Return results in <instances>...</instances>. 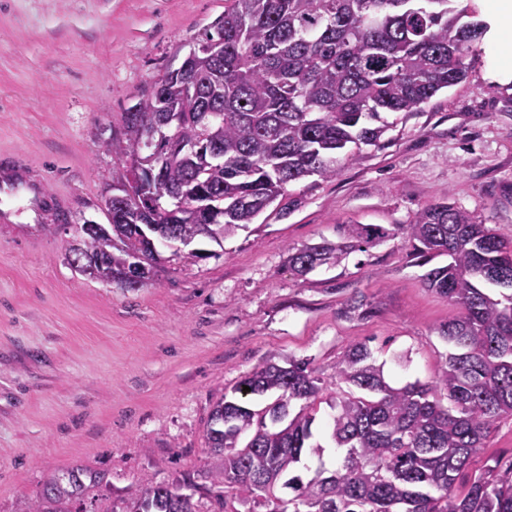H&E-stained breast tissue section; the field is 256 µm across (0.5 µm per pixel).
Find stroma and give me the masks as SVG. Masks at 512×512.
<instances>
[{
  "mask_svg": "<svg viewBox=\"0 0 512 512\" xmlns=\"http://www.w3.org/2000/svg\"><path fill=\"white\" fill-rule=\"evenodd\" d=\"M488 32L467 78L414 112L388 114L379 146L340 161L335 176L290 184L273 204L216 244L161 248L140 288L91 279L68 261L72 227L105 223L106 195L126 161L112 143L124 115L180 66L224 15V0H0V171L34 179L59 220L21 198L0 223V512H21L51 477L105 473L96 512H125L131 491L215 461L205 434L213 404L255 367L310 360L336 383L351 345L368 342L387 382L432 381L451 350L438 333L454 315L425 288L403 237L355 251L301 276L289 249L339 241L347 224H408L424 205L450 201L512 236V56ZM364 303L351 312V301ZM314 423L321 453L301 471L340 465L343 449ZM512 467V417H503L456 481Z\"/></svg>",
  "mask_w": 512,
  "mask_h": 512,
  "instance_id": "35a3bbf8",
  "label": "stroma"
}]
</instances>
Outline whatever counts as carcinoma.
I'll return each mask as SVG.
<instances>
[{"label": "carcinoma", "mask_w": 512, "mask_h": 512, "mask_svg": "<svg viewBox=\"0 0 512 512\" xmlns=\"http://www.w3.org/2000/svg\"><path fill=\"white\" fill-rule=\"evenodd\" d=\"M224 17L205 33L216 54L194 53L167 71L147 98L125 113V140L112 151L129 162L121 184L129 205L160 219L170 242L201 237L212 224L219 242L251 223L286 188L311 176L336 175V154L349 145L375 146L388 130L384 117L414 112L438 92L462 82L471 46L484 33L476 11L461 0H226ZM182 112L175 139L150 146L146 132L159 113ZM216 154L205 167L189 160L165 162L153 185L138 180L143 150L162 158L178 146ZM197 209L169 220L183 191ZM224 208L213 220L210 206ZM424 266L445 255L448 263L423 276L428 290L459 309L438 332L453 348L434 380L390 385L370 347L358 342L344 355L338 379L349 386L330 400L331 437L345 449L342 464L305 481L294 473L312 444L315 402L327 390L310 362L288 358L254 368L232 389L250 388L265 404L225 396L224 428L209 417L206 440L221 464L207 472L210 485L191 475L131 493L134 512H198L194 497L215 488L217 512H512V475H480L455 495L458 476L484 447L496 422L512 416V240L448 202L421 208L409 224L394 226ZM389 235L377 224H350L342 241L322 240L288 251V265L305 275ZM157 233L131 224L113 235L109 252L89 235L84 248L101 255L99 278L134 254L150 252ZM493 285L510 290L494 298ZM449 405H444L441 395ZM304 405L290 415L292 402ZM89 482H84L83 478ZM105 476L86 469L46 482L25 512H81L90 489ZM286 489L294 496H278Z\"/></svg>", "instance_id": "cac0c4a2"}]
</instances>
